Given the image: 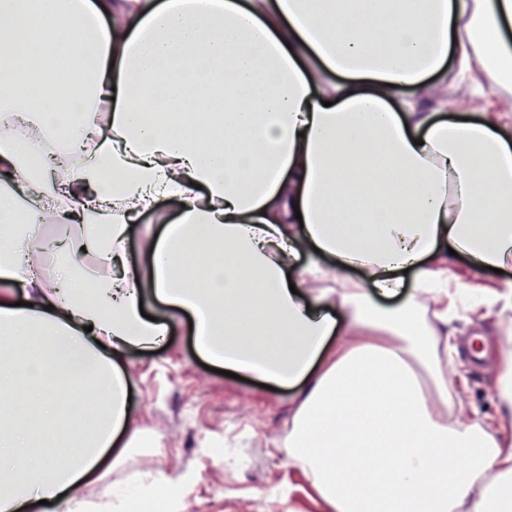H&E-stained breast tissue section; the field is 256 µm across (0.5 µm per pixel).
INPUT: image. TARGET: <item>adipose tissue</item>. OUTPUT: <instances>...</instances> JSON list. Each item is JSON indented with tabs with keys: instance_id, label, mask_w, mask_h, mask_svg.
Here are the masks:
<instances>
[{
	"instance_id": "1",
	"label": "adipose tissue",
	"mask_w": 512,
	"mask_h": 512,
	"mask_svg": "<svg viewBox=\"0 0 512 512\" xmlns=\"http://www.w3.org/2000/svg\"><path fill=\"white\" fill-rule=\"evenodd\" d=\"M37 11L75 51L7 69L15 18ZM449 64L512 82V0H0V392L27 385L0 414V512H128L161 487L180 512L188 471L82 491L159 444L115 363L166 343L167 317L140 312L151 298L191 315L203 359L291 389L284 453L329 512H512V358L501 416L451 405L455 322L512 306L481 278L512 267V120L420 111ZM159 76L174 110L214 105L195 136L140 118ZM32 81L62 113L23 96ZM164 197L178 217L130 261L132 226ZM46 211L68 232L49 275L31 257ZM201 236L224 261L192 280ZM456 253L471 277L449 273ZM64 387L86 424L48 449Z\"/></svg>"
}]
</instances>
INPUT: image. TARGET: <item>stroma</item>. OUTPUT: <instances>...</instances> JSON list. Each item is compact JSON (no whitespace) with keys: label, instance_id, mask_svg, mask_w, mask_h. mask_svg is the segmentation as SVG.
Wrapping results in <instances>:
<instances>
[{"label":"stroma","instance_id":"1","mask_svg":"<svg viewBox=\"0 0 512 512\" xmlns=\"http://www.w3.org/2000/svg\"><path fill=\"white\" fill-rule=\"evenodd\" d=\"M438 88L452 117L512 110V93L492 83L473 93L451 69L439 79ZM457 328L464 343L461 360L467 379L461 397L479 415H495V361L474 358L469 347L483 344L495 352H512V310L471 324L461 322ZM171 331L165 347L132 353L120 361L135 374L134 412L141 425L160 435L161 449L131 455L115 466L104 463L87 481L85 494L133 481L149 465L163 472L194 471L196 484L183 499V512H327L307 479L284 458L268 453L288 427V392L205 369L184 315L174 314ZM224 437L237 443L239 463L231 470L203 453L206 444ZM283 483L293 487L290 500L271 502L272 490Z\"/></svg>","mask_w":512,"mask_h":512}]
</instances>
